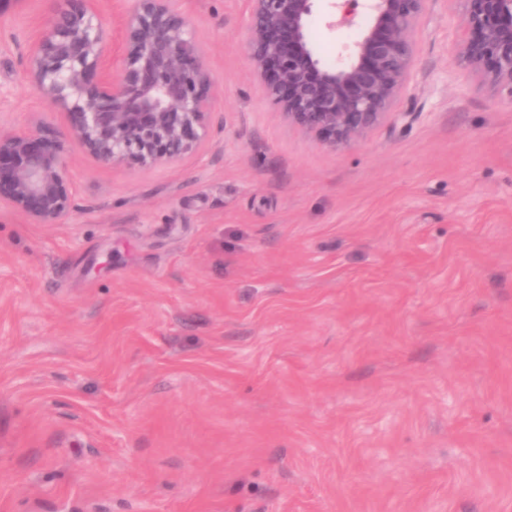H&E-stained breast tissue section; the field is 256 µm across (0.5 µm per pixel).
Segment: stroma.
I'll return each mask as SVG.
<instances>
[{
  "label": "stroma",
  "mask_w": 512,
  "mask_h": 512,
  "mask_svg": "<svg viewBox=\"0 0 512 512\" xmlns=\"http://www.w3.org/2000/svg\"><path fill=\"white\" fill-rule=\"evenodd\" d=\"M196 154L69 151L60 224L0 208V512H512V97L418 35L408 125L331 151L253 78L245 0H183ZM310 24L326 64L357 35ZM50 0L0 16V129Z\"/></svg>",
  "instance_id": "35a3bbf8"
}]
</instances>
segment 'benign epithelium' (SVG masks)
Returning <instances> with one entry per match:
<instances>
[{
	"instance_id": "benign-epithelium-1",
	"label": "benign epithelium",
	"mask_w": 512,
	"mask_h": 512,
	"mask_svg": "<svg viewBox=\"0 0 512 512\" xmlns=\"http://www.w3.org/2000/svg\"><path fill=\"white\" fill-rule=\"evenodd\" d=\"M51 2V25L27 69L50 109L65 114V132L43 122L0 131V207L34 224H60L73 207L67 148L143 169L195 154L209 140L216 96L181 0H129L116 45L92 0ZM315 2L247 0L246 57L265 96L290 126L333 151L388 119L408 124L413 113L395 105L408 91L430 0H328V29L359 28L335 66L310 39ZM454 2L455 63L476 88L512 98V0Z\"/></svg>"
}]
</instances>
